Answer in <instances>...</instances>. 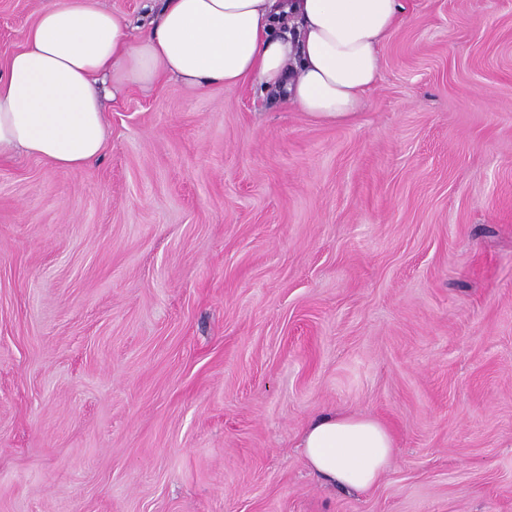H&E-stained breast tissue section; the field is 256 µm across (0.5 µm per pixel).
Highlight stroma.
<instances>
[{"label": "stroma", "mask_w": 512, "mask_h": 512, "mask_svg": "<svg viewBox=\"0 0 512 512\" xmlns=\"http://www.w3.org/2000/svg\"><path fill=\"white\" fill-rule=\"evenodd\" d=\"M403 5L349 123L167 80L0 159V512H512V0ZM328 411L392 431L370 492ZM298 447L312 472L342 489L365 493L389 469L394 439L375 418L329 412L308 423Z\"/></svg>", "instance_id": "obj_1"}]
</instances>
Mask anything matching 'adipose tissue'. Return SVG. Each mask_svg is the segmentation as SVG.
I'll use <instances>...</instances> for the list:
<instances>
[{
	"mask_svg": "<svg viewBox=\"0 0 512 512\" xmlns=\"http://www.w3.org/2000/svg\"><path fill=\"white\" fill-rule=\"evenodd\" d=\"M400 0H163L148 32L99 0H57L0 65V158L25 153L80 170L101 154L100 88L148 91L248 82L328 122H350L380 78V49ZM309 469L365 493L389 469L391 432L372 417L329 412L305 427Z\"/></svg>",
	"mask_w": 512,
	"mask_h": 512,
	"instance_id": "adipose-tissue-1",
	"label": "adipose tissue"
}]
</instances>
